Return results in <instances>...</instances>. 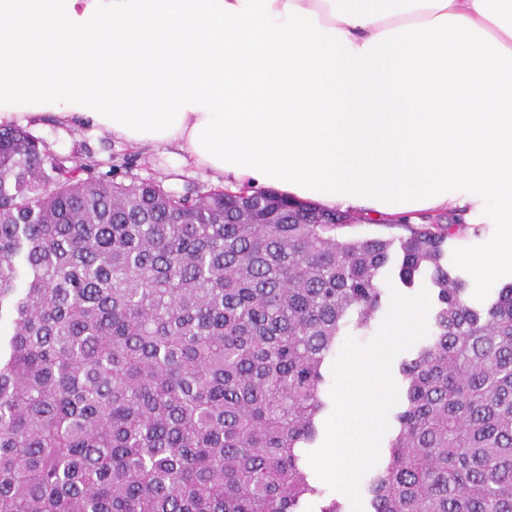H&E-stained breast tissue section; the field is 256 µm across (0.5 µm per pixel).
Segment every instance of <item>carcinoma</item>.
Here are the masks:
<instances>
[{"label":"carcinoma","instance_id":"obj_1","mask_svg":"<svg viewBox=\"0 0 512 512\" xmlns=\"http://www.w3.org/2000/svg\"><path fill=\"white\" fill-rule=\"evenodd\" d=\"M360 217L268 190L102 178L0 129V512H302L349 318L383 275L428 277L431 338L369 512H512V283L483 308L445 261L463 227Z\"/></svg>","mask_w":512,"mask_h":512}]
</instances>
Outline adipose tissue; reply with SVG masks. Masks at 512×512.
<instances>
[{"label":"adipose tissue","mask_w":512,"mask_h":512,"mask_svg":"<svg viewBox=\"0 0 512 512\" xmlns=\"http://www.w3.org/2000/svg\"><path fill=\"white\" fill-rule=\"evenodd\" d=\"M50 118L376 218L490 213L512 265V0H0V127Z\"/></svg>","instance_id":"1"}]
</instances>
